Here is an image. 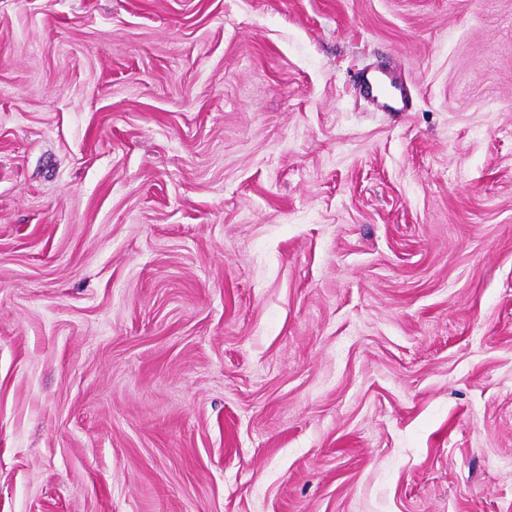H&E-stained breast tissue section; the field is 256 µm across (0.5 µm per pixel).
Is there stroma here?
Wrapping results in <instances>:
<instances>
[{"label": "stroma", "instance_id": "1", "mask_svg": "<svg viewBox=\"0 0 512 512\" xmlns=\"http://www.w3.org/2000/svg\"><path fill=\"white\" fill-rule=\"evenodd\" d=\"M0 512H512V0H0ZM381 82L388 83L393 89L391 100H393L398 110H405L408 107V94L402 84H399L393 77L383 72L378 73H366L362 77V83L365 86H371L372 84H379ZM372 87V86H371Z\"/></svg>", "mask_w": 512, "mask_h": 512}]
</instances>
